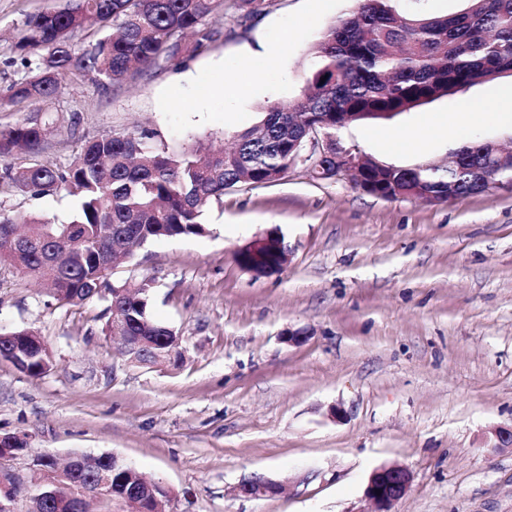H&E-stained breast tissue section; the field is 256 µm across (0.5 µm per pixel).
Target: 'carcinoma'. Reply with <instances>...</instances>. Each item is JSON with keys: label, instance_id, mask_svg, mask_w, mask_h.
<instances>
[{"label": "carcinoma", "instance_id": "cac0c4a2", "mask_svg": "<svg viewBox=\"0 0 512 512\" xmlns=\"http://www.w3.org/2000/svg\"><path fill=\"white\" fill-rule=\"evenodd\" d=\"M267 0H61L52 10L25 15L12 43L11 61L27 70L8 88V100L47 101L66 85L91 82L106 88L143 71L183 61L207 50L221 31L206 19L229 8L238 18L259 15ZM356 10L311 46L316 69L300 98L267 108L260 124L239 132L229 149L202 142L172 150L153 142L155 133L133 129L81 142L66 166L40 161L16 163L14 152L38 153L61 124L34 111L13 125H0V195L34 198L62 191L79 197L72 220L56 224L40 216L22 222L0 207V265L39 277L58 303L94 297L109 301L112 317L145 337L151 364L177 367L183 356L176 332L150 312V280L113 284L109 275L130 248L161 238L202 236L201 216L240 185H268L294 166V146L307 129L336 133V114L353 120L391 118L440 97L512 72V0H467L462 11L442 17L409 15L395 0H357ZM92 36L78 45L73 34ZM325 82H320V79ZM490 168L512 177V158L493 154L488 142L464 144L447 167L383 169L374 163L362 176L396 196L430 194L437 201L481 193L475 170ZM53 366L45 349L31 356L26 375L37 378ZM84 475L58 488L42 486L45 512H74L72 496ZM134 483L123 466L112 468L106 497L121 502ZM157 495L127 505L124 512H153L168 499Z\"/></svg>", "mask_w": 512, "mask_h": 512}]
</instances>
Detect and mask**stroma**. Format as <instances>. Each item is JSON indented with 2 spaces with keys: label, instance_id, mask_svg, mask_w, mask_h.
<instances>
[{
  "label": "stroma",
  "instance_id": "obj_1",
  "mask_svg": "<svg viewBox=\"0 0 512 512\" xmlns=\"http://www.w3.org/2000/svg\"><path fill=\"white\" fill-rule=\"evenodd\" d=\"M59 0H0V91L24 71L9 39L25 14ZM356 0H270L239 21L215 12L208 51L109 89L66 86L42 109L78 116L43 162L69 164L78 141L140 124L157 141L230 142L265 107L299 98L310 48ZM276 48L273 63L251 59ZM224 90L211 92L216 76ZM512 87L503 75L390 119L341 128L342 146L396 167L447 163L473 139L512 146V124L487 120ZM436 128L417 150L388 137ZM5 209L69 221L76 201L17 193ZM207 234L162 238L117 265L111 282L150 279V311L182 339L180 367L130 363L104 326L108 302L57 304L34 276L0 268V333L37 330L54 365L39 378L0 361V434L27 436L59 459L113 454L168 487L165 512H368L371 471L412 474L395 512H512V188L445 204L387 200L304 165L272 185L229 191L207 208ZM277 230L279 272L255 274L237 255ZM305 334L291 344L287 331ZM254 476L281 494L248 498Z\"/></svg>",
  "mask_w": 512,
  "mask_h": 512
}]
</instances>
